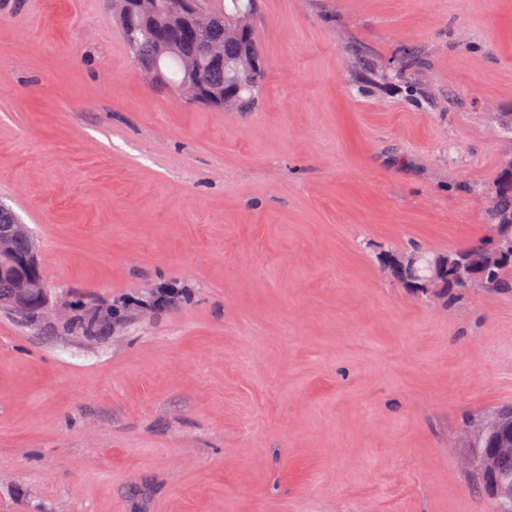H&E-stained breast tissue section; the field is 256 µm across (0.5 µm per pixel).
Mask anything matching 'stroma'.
I'll return each mask as SVG.
<instances>
[{
  "mask_svg": "<svg viewBox=\"0 0 512 512\" xmlns=\"http://www.w3.org/2000/svg\"><path fill=\"white\" fill-rule=\"evenodd\" d=\"M258 2L233 112L157 89L106 0H0L51 308L0 309V512H497L460 437L512 406V288L382 260L489 242L512 0ZM446 272L448 273L447 265H439L435 271V274L430 277L424 284L416 286L413 283L410 288H415L418 295L427 296L429 298H438L441 294L443 284L448 278L446 277Z\"/></svg>",
  "mask_w": 512,
  "mask_h": 512,
  "instance_id": "obj_1",
  "label": "stroma"
}]
</instances>
